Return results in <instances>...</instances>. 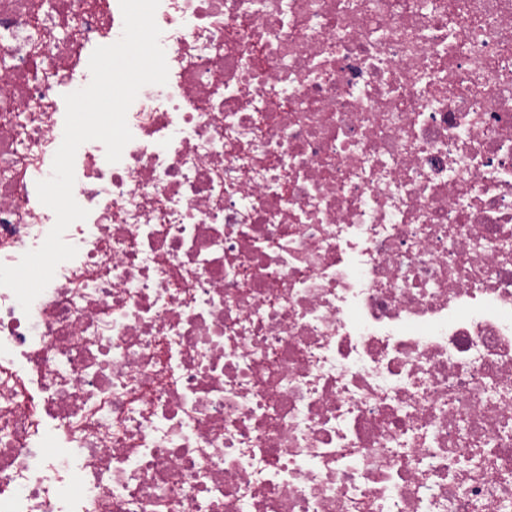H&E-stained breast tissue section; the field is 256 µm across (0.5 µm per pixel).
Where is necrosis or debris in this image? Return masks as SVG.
Masks as SVG:
<instances>
[{
	"label": "necrosis or debris",
	"mask_w": 512,
	"mask_h": 512,
	"mask_svg": "<svg viewBox=\"0 0 512 512\" xmlns=\"http://www.w3.org/2000/svg\"><path fill=\"white\" fill-rule=\"evenodd\" d=\"M160 0L168 81L0 286V512H512V0ZM119 0H0V263Z\"/></svg>",
	"instance_id": "4bbe7bcc"
}]
</instances>
